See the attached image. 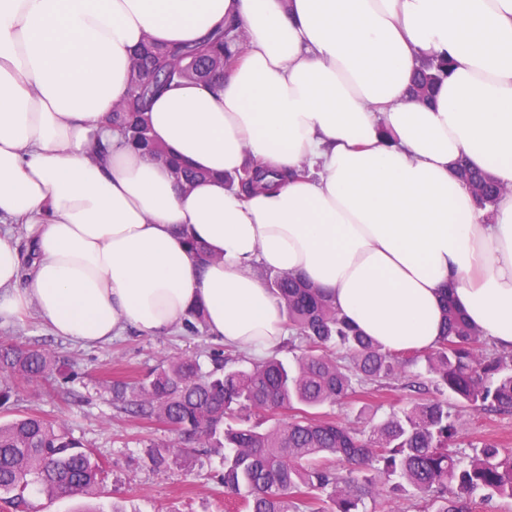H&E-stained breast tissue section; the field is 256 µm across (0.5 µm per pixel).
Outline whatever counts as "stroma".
Here are the masks:
<instances>
[{
	"label": "stroma",
	"mask_w": 512,
	"mask_h": 512,
	"mask_svg": "<svg viewBox=\"0 0 512 512\" xmlns=\"http://www.w3.org/2000/svg\"><path fill=\"white\" fill-rule=\"evenodd\" d=\"M19 344L54 352L59 366L41 383L22 384L13 402L0 409V422L34 414L55 421L91 448L103 461L102 483L96 495L84 498L33 496L36 512H232L233 500L224 496L220 478L224 457L186 447L168 454L165 467L153 468L148 460L154 444L169 440L167 427L116 408L112 403L113 379L130 383L166 360L187 355L203 369H212L211 353L224 347L206 333L179 329L164 336H143L129 329L112 341L81 346L54 335L44 319L30 313L21 320H0V344ZM421 394L393 381L378 398L363 402L351 397L339 405L319 408L347 425L363 428L379 421L392 409L421 401ZM459 422L463 453L492 443L512 451V413L463 408L449 402Z\"/></svg>",
	"instance_id": "stroma-1"
}]
</instances>
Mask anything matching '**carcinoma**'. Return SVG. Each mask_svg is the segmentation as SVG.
I'll use <instances>...</instances> for the list:
<instances>
[{
  "label": "carcinoma",
  "mask_w": 512,
  "mask_h": 512,
  "mask_svg": "<svg viewBox=\"0 0 512 512\" xmlns=\"http://www.w3.org/2000/svg\"><path fill=\"white\" fill-rule=\"evenodd\" d=\"M242 44V32L217 29L191 45L159 47L144 42L136 53L127 92L110 118L127 141L166 160L151 137L147 114L154 99L181 80L214 84L224 75L229 43ZM451 62L426 58L416 68L411 92L433 97ZM176 181L190 187L205 173L171 162ZM479 208L495 206L508 192L485 172L457 163ZM266 174L252 171L227 179L249 193ZM200 266L212 261L206 246L189 240ZM266 287L283 305L288 349L293 360L276 354L249 368L228 366L217 352L213 369L185 357L151 371L138 384L112 383V401L165 424L175 435L168 447L191 441L206 453L224 450V490L240 498L243 512H366L364 499L389 483L387 502L407 500L418 512H471L474 494L512 498V452L483 444L468 458L459 456L458 427L448 400L417 402L366 429L317 417L310 410L351 396L370 397L368 386L399 377L409 359L387 352L363 335L319 289L290 273L265 272ZM437 346L426 352L436 390L451 394L473 410L512 412V355L485 347V338L448 298ZM185 331L206 329L201 306L184 318ZM56 356L42 349L0 346V407L16 395L15 382H36L49 374ZM292 412L288 419L279 415ZM274 420L264 430L243 426L254 413ZM103 464L63 426L36 415L0 424V500L29 512L30 494L48 497L90 495L97 490Z\"/></svg>",
  "instance_id": "1"
}]
</instances>
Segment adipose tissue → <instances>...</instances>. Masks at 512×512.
<instances>
[{
  "instance_id": "obj_1",
  "label": "adipose tissue",
  "mask_w": 512,
  "mask_h": 512,
  "mask_svg": "<svg viewBox=\"0 0 512 512\" xmlns=\"http://www.w3.org/2000/svg\"><path fill=\"white\" fill-rule=\"evenodd\" d=\"M229 24L248 47L217 87L180 82L149 114L207 174L185 190L107 117L144 37ZM427 57L454 61L428 105L408 94ZM461 159L510 187L492 212ZM249 162L275 185L229 188ZM260 267L394 353L436 346L446 295L512 350V0H0V319L34 310L91 346L169 334L200 305L211 335L262 356L288 327Z\"/></svg>"
}]
</instances>
